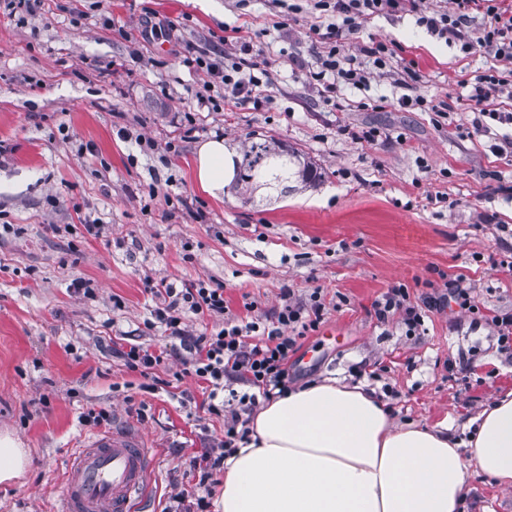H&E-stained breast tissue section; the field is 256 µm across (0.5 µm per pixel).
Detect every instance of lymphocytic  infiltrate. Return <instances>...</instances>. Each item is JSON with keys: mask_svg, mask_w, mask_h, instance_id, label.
I'll return each instance as SVG.
<instances>
[{"mask_svg": "<svg viewBox=\"0 0 512 512\" xmlns=\"http://www.w3.org/2000/svg\"><path fill=\"white\" fill-rule=\"evenodd\" d=\"M453 4L452 12L430 15L422 0H315V9L334 14L336 22L322 35L325 48L319 71L310 75L312 84L364 85L367 73L361 57L371 58L374 68H384L396 56L395 45L386 39L378 40L358 55L349 51L347 40L372 16L406 12L431 34L456 39L465 50L480 44L494 59V67L476 76L468 95L469 101L481 107V118L475 122L474 131H486L485 121L489 118L512 123V114L505 116L484 106L490 92L502 83L498 63L512 64V0H453ZM480 9L485 10L489 23L478 41L473 42L463 25L470 11ZM249 49L246 43L235 50L223 43L213 45L209 52L195 58L194 69L221 82L225 100H250L257 89L270 86L272 78L268 67L246 59ZM143 285L145 292L159 301L151 320L145 323L146 328L160 325L169 336L179 339L187 353V375L204 383L209 412L224 416L223 440L191 460L193 470L200 473L201 484H213V476L223 468L225 459L236 452L239 443L247 441L253 411L277 394L288 392V360L297 348L298 338L318 329L325 299L316 290L308 303H299L293 301L291 290L286 288L281 292L280 306L259 312L254 303L248 302L244 305L245 316L229 317L225 314L223 289L207 287L204 281L186 282L178 287L147 276ZM444 303V296L431 295L422 306L412 305L408 285L397 282L374 301L373 312L381 323L401 315L408 330L414 332L423 327L428 312L440 309ZM188 313L199 320L220 316L224 324L210 331L195 332L184 322ZM239 383L248 385V392L237 393L235 386Z\"/></svg>", "mask_w": 512, "mask_h": 512, "instance_id": "obj_1", "label": "lymphocytic infiltrate"}]
</instances>
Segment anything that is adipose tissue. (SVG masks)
Wrapping results in <instances>:
<instances>
[{
  "label": "adipose tissue",
  "mask_w": 512,
  "mask_h": 512,
  "mask_svg": "<svg viewBox=\"0 0 512 512\" xmlns=\"http://www.w3.org/2000/svg\"><path fill=\"white\" fill-rule=\"evenodd\" d=\"M194 169L221 197L233 175L223 140L201 143ZM475 424L466 440L444 423L396 427L374 391L324 378L258 412L224 462L216 512H458L469 467L512 487V392Z\"/></svg>",
  "instance_id": "1"
}]
</instances>
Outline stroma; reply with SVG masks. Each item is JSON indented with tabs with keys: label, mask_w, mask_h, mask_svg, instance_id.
Instances as JSON below:
<instances>
[{
	"label": "stroma",
	"mask_w": 512,
	"mask_h": 512,
	"mask_svg": "<svg viewBox=\"0 0 512 512\" xmlns=\"http://www.w3.org/2000/svg\"><path fill=\"white\" fill-rule=\"evenodd\" d=\"M36 0L11 14L0 0V433L32 463L0 485V512H55L80 417L113 411L156 447L154 481L139 512H165L174 493L203 488L189 457L224 437L200 383L178 358L151 390L117 352L165 344L145 319L157 304L144 276L222 288L227 312L279 306L282 288L326 303L301 339L290 375L303 387L333 376L362 383L394 425L447 421L463 428L512 392V351L493 336L512 312V125L473 135L468 82L498 66L490 108L512 113V65L482 48L463 53L398 13L368 19L353 43L386 38L396 62L366 87L313 88V0ZM237 29L268 63L261 107L200 104L205 77L185 65ZM421 97L445 118L399 106ZM376 130L374 142L360 140ZM235 155L251 142L292 148L321 178L281 192L229 181L222 199L194 176L202 141ZM444 202H437V195ZM95 224L99 234L87 233ZM469 289L478 313L432 312L408 334L378 323L373 302L396 282L412 298L426 282ZM460 512H512V489L469 470Z\"/></svg>",
	"instance_id": "obj_1"
}]
</instances>
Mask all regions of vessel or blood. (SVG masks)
<instances>
[{"label":"vessel or blood","instance_id":"obj_1","mask_svg":"<svg viewBox=\"0 0 512 512\" xmlns=\"http://www.w3.org/2000/svg\"><path fill=\"white\" fill-rule=\"evenodd\" d=\"M153 470L140 431L119 427L89 437L69 461L59 512H137Z\"/></svg>","mask_w":512,"mask_h":512}]
</instances>
